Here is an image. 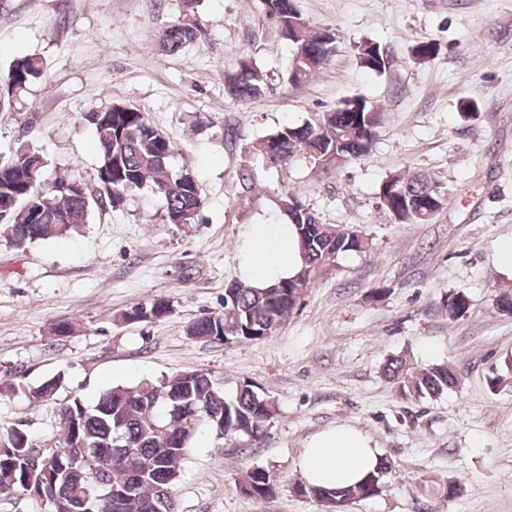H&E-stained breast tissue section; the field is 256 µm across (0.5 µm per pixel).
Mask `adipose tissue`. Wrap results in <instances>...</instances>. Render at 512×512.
<instances>
[{
	"label": "adipose tissue",
	"instance_id": "1",
	"mask_svg": "<svg viewBox=\"0 0 512 512\" xmlns=\"http://www.w3.org/2000/svg\"><path fill=\"white\" fill-rule=\"evenodd\" d=\"M246 237L249 246L242 261L245 280L262 286L295 274L300 253L294 225L254 224ZM378 461L376 449L362 432L342 426L314 437L299 457L298 470L312 485L347 486L359 482Z\"/></svg>",
	"mask_w": 512,
	"mask_h": 512
}]
</instances>
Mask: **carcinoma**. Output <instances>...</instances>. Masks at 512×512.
<instances>
[{
  "mask_svg": "<svg viewBox=\"0 0 512 512\" xmlns=\"http://www.w3.org/2000/svg\"><path fill=\"white\" fill-rule=\"evenodd\" d=\"M197 7V0H181L178 18L158 30L161 50L178 53L197 41L202 33ZM262 7L291 49L288 81L301 85L321 74L336 54V32L302 18L294 0H262ZM439 52L440 43L435 41H419L412 47L418 62ZM356 55L360 66L370 71L382 73L390 65L389 54L372 40L359 43ZM41 73L38 58L16 57L6 76L0 77V111L13 109L16 93ZM268 85L267 72L250 58L224 74V90L237 101L261 96ZM100 111L102 115L92 123L99 143L92 188L79 178L80 193L56 191L54 186L68 179L45 178L46 161L37 152L21 147L11 157H0V227L15 246L67 234L89 223L96 210H121L146 186L163 199L167 222L197 223L202 205L198 184L191 172L171 169L174 148L168 135L135 105L113 103ZM384 118L385 113L365 97L353 96L333 110L275 128L259 140L256 151L270 166L285 165L301 155L319 170H336L372 151ZM439 194H444V187L430 173L412 170L385 178L378 206L397 224H426L448 205L432 203ZM274 204L297 229L298 271L266 286L228 283L224 309L191 320L186 329L189 339L266 340L276 334L306 291L336 269L339 255L369 249L363 230L322 223L296 191L277 195ZM469 306L465 293L448 295L451 318H459ZM170 312V300L157 298L121 312L119 321L152 322ZM383 374L403 400L436 399L459 384L448 365L422 366L404 355L390 357ZM60 383L57 375L28 392L37 401H51ZM277 411L275 400L253 380L241 381L235 395L227 397L204 369L135 386L115 385L101 392L92 405L74 396L60 410V433L51 446L38 444L24 429L17 434L11 426L0 427V447L5 449L0 454V494H28L34 453L39 456L37 474L55 482L47 512H73V505L82 501L94 504L93 512H178L175 489L181 463L199 427L219 439L238 436L254 442L264 436ZM390 470L391 463L384 460L353 486L300 482L296 492L330 512H345L351 503L379 495ZM241 489L249 496L268 498L274 494V480L267 468L253 466Z\"/></svg>",
  "mask_w": 512,
  "mask_h": 512,
  "instance_id": "1",
  "label": "carcinoma"
}]
</instances>
